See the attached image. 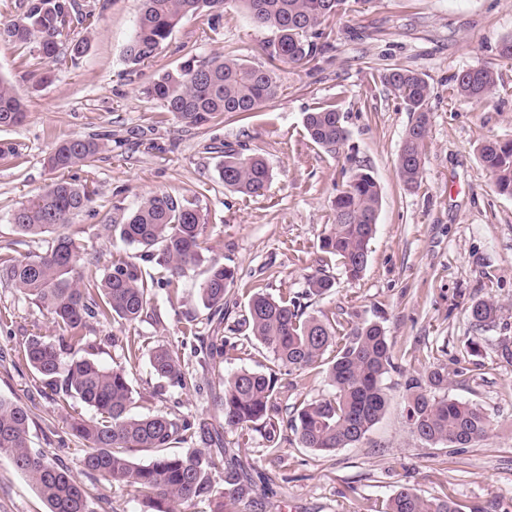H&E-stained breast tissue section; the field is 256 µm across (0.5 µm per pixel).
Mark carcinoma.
Wrapping results in <instances>:
<instances>
[{
    "instance_id": "cac0c4a2",
    "label": "carcinoma",
    "mask_w": 512,
    "mask_h": 512,
    "mask_svg": "<svg viewBox=\"0 0 512 512\" xmlns=\"http://www.w3.org/2000/svg\"><path fill=\"white\" fill-rule=\"evenodd\" d=\"M134 34L124 48L127 63L139 65L155 57L182 20L203 13L215 19L236 8L258 26L273 33L264 52L273 62L300 67L315 60L328 44L325 24L354 4L370 0H139ZM74 24L90 29L94 15L82 12L76 0H26L18 19L0 23V46H33L44 59L55 62L61 47L73 57L85 52L88 41H69ZM382 80L413 113L406 129L396 167L400 181L416 188L423 175V153L431 115V88L418 73L394 67ZM496 87L494 73L485 67L469 68L456 76V91L468 101L487 98ZM280 90L276 68L255 67L221 53L203 59L190 57L180 66L152 80L144 93L181 122L202 126L226 113L254 112L275 99ZM26 109L10 82L0 75V129L24 123ZM304 129L316 145L337 152L347 131L333 104L306 114ZM104 150L95 137H75L55 145L47 163L54 171L90 166ZM478 157L493 177L498 192L512 195V139H491L478 148ZM224 187L244 196L263 194L272 171L259 155L237 149L224 150L219 167ZM92 194L64 179L21 203L10 221L23 237L52 235L45 252L13 255L0 252V280L45 308L58 331L55 336H33L23 348L21 361L49 386L76 398L92 416L72 423L73 434L87 442L81 464L99 482L122 484L148 504L152 512H176L183 503L214 505L211 512H247L258 495L250 467L233 449L225 447L221 432L202 421L167 412H132L134 390L126 366L148 359L159 380L158 391L182 393L200 389L179 349L170 343L138 333L125 336L124 363L105 368L95 358L97 346L87 335L89 320H118L134 327L154 312V291L179 289L186 270L201 261L206 217L194 200L168 192L141 201L120 224L112 225L119 238L135 245L134 255L117 254L101 267L84 259L75 240L59 232L72 215L91 207ZM382 204L380 187L363 168L351 171L333 201V224L320 249L337 258L345 276L356 280L367 266ZM164 270L147 278L142 264ZM236 279L234 269L219 259L210 262L197 291V303L209 311L208 323H222L228 313L224 299ZM329 276L317 271L306 277L305 296L323 295L333 288ZM301 295V296H303ZM301 296L274 298L254 294L239 326L249 331L247 340L267 349L274 362L290 370L326 366L334 392L307 401L296 409L285 428L302 448L328 453L358 443L380 420L387 406L383 384L394 368L385 329L376 322L318 319L305 315ZM499 305L492 299L470 305L473 323L495 321ZM246 352L231 337L213 330L203 346L193 349L205 362L231 352ZM448 365L431 368L406 382L407 423L423 444L467 448L491 430V420L481 406L448 396ZM276 375L242 368L224 377L221 397L224 431L245 438L262 432L274 440ZM30 414L21 403L0 398V453L11 456L16 469L35 487L48 512H93L89 489L68 470L48 460L30 445ZM210 442L219 451L196 448L187 455H171L178 444ZM151 454L146 464L133 462L128 451ZM378 512H460L445 497L428 499L402 488L381 501Z\"/></svg>"
}]
</instances>
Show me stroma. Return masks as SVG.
Segmentation results:
<instances>
[{"label":"stroma","instance_id":"1","mask_svg":"<svg viewBox=\"0 0 512 512\" xmlns=\"http://www.w3.org/2000/svg\"><path fill=\"white\" fill-rule=\"evenodd\" d=\"M96 19L93 32L76 27L71 40H88L84 54L46 64L30 50L0 48V75L26 105L25 122L0 129V144L19 153L0 163V247L19 235L10 217L21 202L63 178L94 193L90 210L71 216L65 228L84 257L107 263L120 248L107 230L142 198L160 191L197 200L206 213L204 260L187 271L177 296L157 291L154 313L139 323L142 335L180 344V328L196 319L208 336L206 310L196 301L207 260L223 259L236 271L226 297L229 324L241 319L250 296L303 291L305 278L323 270L331 290L306 299L315 317L376 321L387 333L395 367L384 385L385 414L355 446L320 454L282 442V459L271 462L261 434L241 440L225 435L269 488L258 512H375L379 501L401 487L426 497L447 495L460 512H512V196L499 194L478 157L489 139H512V60L499 56L501 38L512 35V0H369L363 8L327 22L330 46L305 67L280 66L276 99L245 116L187 126L142 89L165 70L185 62V46L197 57L215 53L270 61L260 47L270 30L243 13L223 12L214 30L206 16L184 19L149 63L132 66L123 50L135 29L137 0H77ZM207 39H200V32ZM402 67L429 82L431 128L420 187L406 189L396 158L412 114L381 81L386 69ZM494 71V94L469 102L456 93L464 69ZM336 102L347 141L333 153L313 144L306 113ZM94 135L106 151L93 166L51 170L47 156L61 141ZM255 153L273 179L263 195L243 197L225 189L218 175L225 146ZM367 169L378 182L382 206L367 266L359 280L346 278L320 248L333 221L332 202L342 172ZM501 306L495 323L480 329L468 312L473 300ZM0 396L20 401L31 415L30 439L59 465L81 475L82 440L70 419L86 414L23 366L30 337L51 336L46 309L0 283ZM477 353H469L470 342ZM460 363L465 372L448 387L450 397L481 405L493 429L460 450L427 445L413 437L404 411V383L434 364ZM199 392L156 394L147 360L128 369L138 414L168 412L216 425L224 374L241 368L267 371L273 364L262 346L209 364L187 360ZM274 401L277 419L290 418L307 400L331 394L324 370L281 371ZM93 512H144L128 488L88 481ZM0 512H46L32 484L0 454Z\"/></svg>","mask_w":512,"mask_h":512}]
</instances>
